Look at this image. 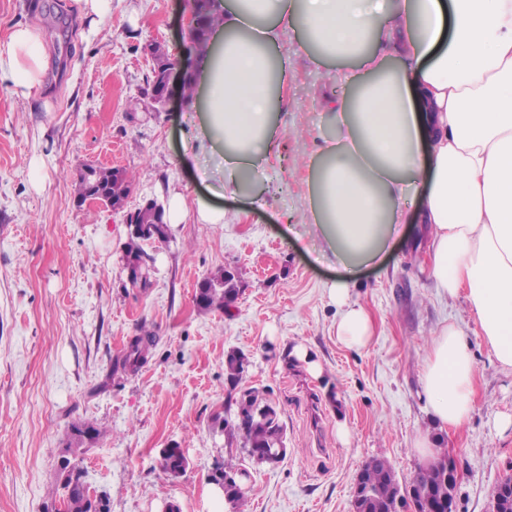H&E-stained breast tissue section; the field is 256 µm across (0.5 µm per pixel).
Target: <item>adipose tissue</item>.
Returning <instances> with one entry per match:
<instances>
[{
    "label": "adipose tissue",
    "mask_w": 512,
    "mask_h": 512,
    "mask_svg": "<svg viewBox=\"0 0 512 512\" xmlns=\"http://www.w3.org/2000/svg\"><path fill=\"white\" fill-rule=\"evenodd\" d=\"M212 51L196 69V139L224 156V191L272 148L275 86L288 79L283 37L345 60L347 93L326 97L337 135L311 156L306 216L337 264H380L413 221L433 237L430 277L439 295L465 294L481 336L512 369V0H220ZM39 37L14 26L0 70L15 96L41 87ZM329 290L337 338L366 347L370 320ZM475 363L465 329L444 325L424 360L430 421L468 418Z\"/></svg>",
    "instance_id": "ef3b65f1"
}]
</instances>
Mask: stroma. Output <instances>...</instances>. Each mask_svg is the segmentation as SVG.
Listing matches in <instances>:
<instances>
[{
  "label": "stroma",
  "instance_id": "obj_1",
  "mask_svg": "<svg viewBox=\"0 0 512 512\" xmlns=\"http://www.w3.org/2000/svg\"><path fill=\"white\" fill-rule=\"evenodd\" d=\"M190 0H111L90 32L83 0H0V42L11 25L40 37L47 67L36 97L22 100L0 72V512H54L63 459L79 464L111 512H212L208 476L216 462L241 463V440L215 427L236 396L224 382V356L249 366L240 389L264 391L284 426L287 453L248 470L245 512H352L357 474L385 457L402 486L420 465L413 444L431 433L458 464L455 512H490L500 480L512 474V371L485 346L465 295H438L429 276L425 225L374 267L352 279L349 298L369 315L362 351L336 338L328 289L340 278L322 258L308 224H287L308 192L303 156L334 131L320 94L343 91L345 65L325 64L291 44V77L275 123L282 159L271 160L240 196L224 194V159L198 150V121L173 91L160 112L134 110L152 62L143 48L163 44L182 57L190 42ZM127 169L126 201L167 200L163 183L185 198L189 215L165 243L148 242L147 287L127 281L123 213L73 202L84 164ZM234 213L227 224L198 223V200ZM235 270L240 295L230 312L196 307L197 284ZM467 332L475 361L474 400L458 429L431 427L421 372L441 327ZM156 337L146 360L122 366L141 331ZM311 349L321 376L290 362ZM89 424L98 439H77ZM174 443L190 460L166 476L158 452Z\"/></svg>",
  "mask_w": 512,
  "mask_h": 512
}]
</instances>
